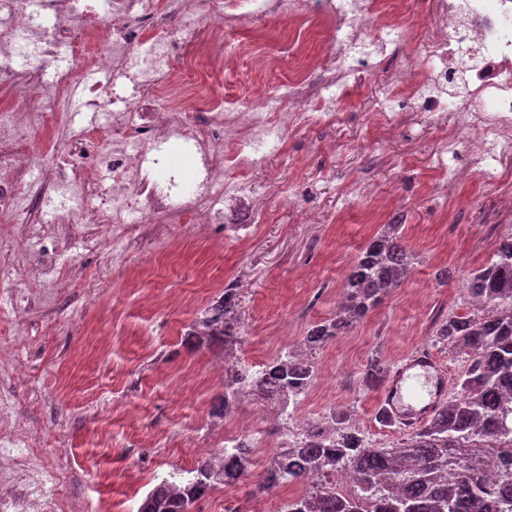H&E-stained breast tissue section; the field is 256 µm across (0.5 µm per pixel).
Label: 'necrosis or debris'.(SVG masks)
Here are the masks:
<instances>
[{
    "label": "necrosis or debris",
    "instance_id": "necrosis-or-debris-1",
    "mask_svg": "<svg viewBox=\"0 0 512 512\" xmlns=\"http://www.w3.org/2000/svg\"><path fill=\"white\" fill-rule=\"evenodd\" d=\"M404 0H0V93L9 109L0 114V242L23 247L33 239L32 217L22 200L16 154L26 150L31 132H41L37 164L53 184L75 190L77 216L112 227L120 238L123 224H180L193 216L199 224L224 222L225 201H244L251 176L264 155L258 144L298 129L300 118L319 124L336 121L322 85L335 87L345 100L362 77L375 71L378 58L366 44L414 52L392 77L391 92L402 93L429 112L449 149L467 141L473 164L512 157V0H426L425 18L414 25L400 18ZM182 18L173 31L158 28L160 14ZM55 18L53 26L42 15ZM271 20L273 32L261 34L264 46L256 66L267 65L276 49V32L323 28L314 50L300 45L296 63L278 93L258 91L255 98L230 107L212 76L233 66L225 55L226 32L252 19ZM35 42L26 62H17L20 39ZM154 41L157 51L145 69L132 67L137 49ZM72 42L77 60L56 69L51 81L42 72L56 47ZM470 58L463 103L440 94L462 58ZM108 66L111 83L88 82L90 69ZM82 94L89 111L111 118L112 137L100 142L94 131L61 138L64 112L72 96ZM176 136L193 145L203 158L201 190L176 203L142 175L147 151L155 140ZM97 151L112 174V184L98 204L88 193L99 183L97 167L87 166L78 144ZM42 268L28 288H1L0 303L9 305L5 323L16 337L18 316L27 312L37 289L52 284ZM23 435L0 425V459L11 463V476L0 473V512H64L67 468H40L18 449Z\"/></svg>",
    "mask_w": 512,
    "mask_h": 512
}]
</instances>
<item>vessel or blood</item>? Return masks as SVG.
I'll return each instance as SVG.
<instances>
[{"label":"vessel or blood","instance_id":"obj_1","mask_svg":"<svg viewBox=\"0 0 512 512\" xmlns=\"http://www.w3.org/2000/svg\"><path fill=\"white\" fill-rule=\"evenodd\" d=\"M447 394L442 368L431 353L419 350L389 370L378 405L387 423L410 426L434 413Z\"/></svg>","mask_w":512,"mask_h":512}]
</instances>
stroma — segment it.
Returning a JSON list of instances; mask_svg holds the SVG:
<instances>
[{
    "label": "stroma",
    "instance_id": "stroma-1",
    "mask_svg": "<svg viewBox=\"0 0 512 512\" xmlns=\"http://www.w3.org/2000/svg\"><path fill=\"white\" fill-rule=\"evenodd\" d=\"M401 52H387L384 65L337 103L335 124L286 135L288 162L278 165V184L253 174V193L231 213L246 221L250 210L270 214L250 226L246 238L223 225L198 230L172 225L168 233L147 224H126L120 240L98 225L99 246L62 248L55 268L68 272L64 293L37 295L23 322V338L0 347L18 359L21 373L0 376L13 396L11 420L32 442L34 456L71 465L77 480L67 493L70 512H138L146 494L173 471L221 457L226 428L252 423L259 447L276 448L289 425L274 404L254 396L238 400L224 417L212 413L224 392L228 366L258 372L281 351L312 357L317 376L302 395L295 420H327L346 412L368 441L381 447L401 442L405 428L376 417L378 392L364 386L368 361L394 366L416 347L433 353L449 379L466 367L463 355L435 336L440 319L475 311L465 290L468 271L493 255L499 236L512 232V159L506 178L484 182L466 146L446 151L428 113L400 97H388ZM287 62L255 73L249 63L219 75L229 104L238 105L255 80L277 90ZM402 113L394 127L380 124V100ZM152 175L163 188L189 195L194 161L174 165L155 143ZM468 171L450 194L435 181L444 171ZM368 179L376 193H359ZM402 227L415 263L397 288L366 319L322 348H306L316 322L336 312L360 249L384 225ZM39 252L0 245V279L27 285ZM448 279H440V271ZM240 285L241 341L231 352L186 344L192 325L228 283ZM162 305L143 309L144 295ZM107 433L98 444V433ZM265 459L252 455L245 479L231 490L216 488L193 512H212L232 495L241 505L258 501L278 512L287 486L259 492Z\"/></svg>",
    "mask_w": 512,
    "mask_h": 512
}]
</instances>
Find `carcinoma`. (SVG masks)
<instances>
[{"instance_id":"obj_1","label":"carcinoma","mask_w":512,"mask_h":512,"mask_svg":"<svg viewBox=\"0 0 512 512\" xmlns=\"http://www.w3.org/2000/svg\"><path fill=\"white\" fill-rule=\"evenodd\" d=\"M413 261L401 225H385L352 264L336 314L313 324L305 344L321 348L364 320L402 284ZM466 291L483 314L445 317L436 331L466 358L454 399L393 448L374 447L342 412L331 415L329 433L310 423L300 444L277 452L279 465L266 472L258 491L281 483L310 485L308 492L288 501L285 512H489L494 497L503 512H512V233L499 240L489 262L470 273ZM238 308V289L228 284L203 309L190 338L200 345H236ZM314 376L312 362L281 353L256 374L236 370L225 381L214 413L224 415L236 394L246 389L276 401L286 415ZM249 454L245 443L218 467L205 459L186 477L174 471L146 495L138 512H190L216 485L243 478ZM490 458L502 465L491 487L479 474ZM343 471L355 478L348 494L331 491L336 474Z\"/></svg>"}]
</instances>
